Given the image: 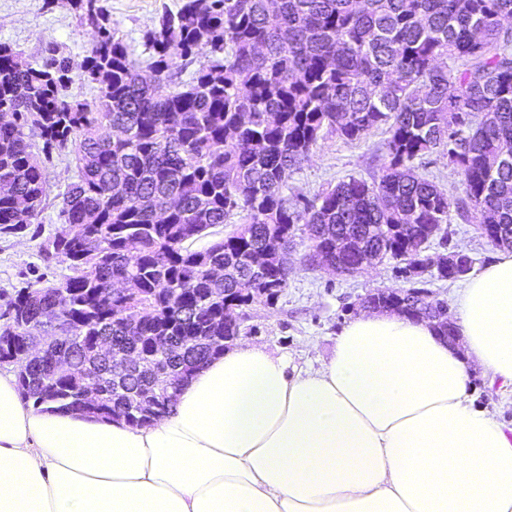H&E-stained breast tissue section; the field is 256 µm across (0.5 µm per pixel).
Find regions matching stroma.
<instances>
[{"instance_id":"obj_1","label":"stroma","mask_w":512,"mask_h":512,"mask_svg":"<svg viewBox=\"0 0 512 512\" xmlns=\"http://www.w3.org/2000/svg\"><path fill=\"white\" fill-rule=\"evenodd\" d=\"M110 28L127 45L132 57L148 58L144 34L164 10L177 9L180 0H102ZM97 40L94 28L86 25L70 0H0V43L22 52L31 63L42 62L48 48H57L70 60L73 81L66 91L72 101L92 99L95 83L82 75L81 65ZM383 130L372 131L364 140L347 142L327 136L309 159L288 181V198L313 197L354 176L370 180L379 177L384 161ZM77 168L72 154L53 152L45 169L44 209L35 224L25 230L0 233V326L9 302L21 287L39 281L57 282L68 273L66 264L44 262L40 250L62 228V194L75 181ZM459 249L473 258L474 271L488 266L497 252L478 232L476 224L452 217L446 239L433 240L429 255L438 256ZM309 242L296 231L288 253L292 272L288 285L273 301H261L240 311L241 341L262 346L284 356L289 370L319 367L335 348L336 336L350 319L358 315V301L367 292L404 286L389 261L352 276L331 274L306 266L303 257ZM468 391L476 407L494 411L512 426V392L487 386L479 371H472Z\"/></svg>"}]
</instances>
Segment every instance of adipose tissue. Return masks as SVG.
<instances>
[{"mask_svg": "<svg viewBox=\"0 0 512 512\" xmlns=\"http://www.w3.org/2000/svg\"><path fill=\"white\" fill-rule=\"evenodd\" d=\"M463 348L363 312L320 367L243 343L149 425L37 406L0 372V512H512V427L468 367L512 385V251L455 299ZM468 392L476 407L495 411L500 420L507 426H512V392L501 390L498 386H487L479 373L472 370L468 382Z\"/></svg>", "mask_w": 512, "mask_h": 512, "instance_id": "ef3b65f1", "label": "adipose tissue"}]
</instances>
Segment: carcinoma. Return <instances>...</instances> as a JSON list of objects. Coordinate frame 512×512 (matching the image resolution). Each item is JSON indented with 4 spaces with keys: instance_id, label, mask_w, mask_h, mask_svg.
<instances>
[{
    "instance_id": "carcinoma-1",
    "label": "carcinoma",
    "mask_w": 512,
    "mask_h": 512,
    "mask_svg": "<svg viewBox=\"0 0 512 512\" xmlns=\"http://www.w3.org/2000/svg\"><path fill=\"white\" fill-rule=\"evenodd\" d=\"M72 2L81 17L94 14L99 33L82 64L98 84L93 100L62 96L71 69L56 50L35 67L0 43V185L12 188L0 193V230L42 211L41 156L68 149L79 172L62 196L65 226L41 249L71 274L18 290L14 321L0 328L9 335L0 361L26 350V320L53 339L48 359L70 357L64 374L18 366L36 404L105 418L118 410L136 425L170 411L184 379L239 335L224 304L245 307L243 288L265 289L258 301L288 285L280 254L297 224L311 266H352L364 254L441 281L473 263L462 253L458 267H436L425 254L450 208L467 222L512 226V0H182L145 34L153 54L143 64L106 28L99 0ZM205 48L214 58L180 81ZM380 127L379 180L350 177L301 206L284 195L326 136L356 141ZM440 148L461 176L454 203L414 166ZM235 213L230 235L192 248ZM257 252L267 256L260 266ZM115 279L135 292L112 295ZM400 292L408 316L448 332L440 300L420 287ZM100 339L126 357L96 359ZM134 359L153 364L157 379L130 371ZM92 367L147 394V409L108 381L97 404L84 403Z\"/></svg>"
}]
</instances>
